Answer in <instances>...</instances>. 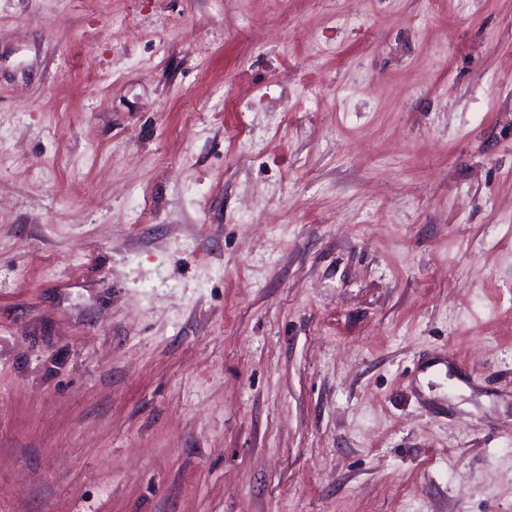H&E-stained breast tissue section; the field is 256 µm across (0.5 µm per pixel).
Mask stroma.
Masks as SVG:
<instances>
[{
  "label": "stroma",
  "instance_id": "stroma-1",
  "mask_svg": "<svg viewBox=\"0 0 512 512\" xmlns=\"http://www.w3.org/2000/svg\"><path fill=\"white\" fill-rule=\"evenodd\" d=\"M0 512H512V0H0Z\"/></svg>",
  "mask_w": 512,
  "mask_h": 512
}]
</instances>
